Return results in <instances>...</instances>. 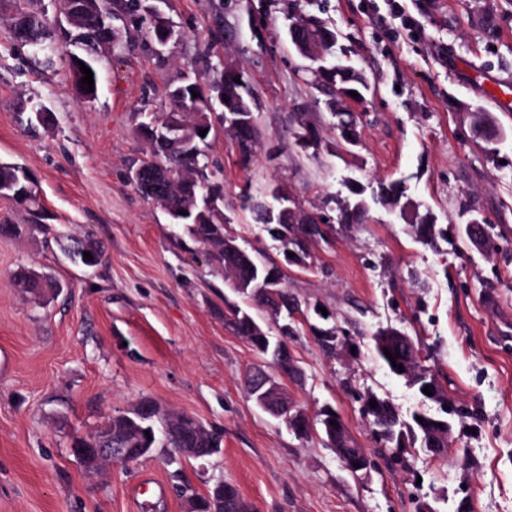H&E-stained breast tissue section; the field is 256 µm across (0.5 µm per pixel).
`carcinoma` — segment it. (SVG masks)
<instances>
[{"mask_svg":"<svg viewBox=\"0 0 512 512\" xmlns=\"http://www.w3.org/2000/svg\"><path fill=\"white\" fill-rule=\"evenodd\" d=\"M17 2L21 3V7L16 9V41H23L33 47H51L53 33L49 21L25 6L27 0ZM61 3L62 14L70 15L71 23L65 28H59V32L66 43L80 49L78 53L69 54L67 59V76L79 96L86 93L87 88V85L81 83L84 77L79 65L81 61L91 69L93 95H98L97 62L104 55L102 42L107 32H112V56H120L126 48L127 40L119 36L115 22L133 18L142 10L144 15L137 25L145 38L157 43L165 35L168 42L175 43L179 37L170 18L154 5L142 6V0H95L93 4L88 3V0H61ZM284 28L297 53L316 64L315 76L320 90L330 96L328 105L337 118L336 130L340 138L347 144L353 139L359 140L357 123L347 120L336 108L342 104L343 99L350 97L352 91L358 93V99H365L370 84L364 75L336 62L339 38L336 30L330 28L320 16L301 9L297 2L291 4L285 13ZM210 70L217 74V82L214 84L210 83L206 75L201 74L169 88L167 98L170 111L164 113L162 119L155 124V136L151 137L146 133L147 124H142L140 128V134L151 150V158L143 161L140 167L156 183L167 187L165 195L155 198L166 210L172 206L188 204L192 197L202 196L219 188L216 172L209 169L205 147L211 134L215 133V127L224 125V113L235 111L233 102L237 100L247 103L251 97V90L243 74H237L239 81H234L220 62L210 64ZM194 91L199 96L192 97ZM216 94L226 97V100L224 110L214 114L210 110V103ZM202 128L207 129L203 137L199 135ZM477 135L489 144L499 137L500 130L491 119L481 117L478 120ZM230 136L240 153L250 155L257 144V126L250 125L243 130H234L230 132ZM0 196L25 207L28 213V223H3L0 225V233L21 236L43 227L42 212L32 208L35 202L34 182L25 168L16 164L0 163ZM403 197L402 182H381L372 189L371 201L359 199L352 204L347 202L338 208L336 217H326L324 224H291L286 218L279 223L274 222L278 218L280 205H269L256 200L246 188L240 192L243 207L256 213L265 231L280 240L286 250L295 251L303 263L310 257L307 251L309 243H329V229L334 222L354 224L364 221L369 214L371 202L398 209L399 217L409 224L411 232L420 242L432 245L440 238L451 246L455 245L454 241L448 240V229L435 224L430 213H420L419 207L412 202L402 201ZM463 214L467 216V220L462 232L469 240L476 231L485 228V223L482 222L480 213L474 209H465ZM224 223V212L217 204L206 209L200 206L177 220V224L183 226L187 234L203 245L209 261L215 263L230 282L236 283L239 294L249 297L263 311L266 310L269 294L276 295L278 310L271 312V315L277 319H285L278 327L277 336L256 335L252 323L242 318L235 306L227 305V311L224 312L225 325L265 357L267 366L274 367L278 364V347L286 345L288 337L293 335L294 327L288 319L294 309V299L287 290L281 288L282 272H277V276L271 279L267 271L268 265L257 261V257H252L254 266L251 267L243 263L238 254L224 252V241L221 238ZM86 252L91 254L93 260L84 257ZM68 256L75 263L93 267L97 264L98 247L91 242H78L68 251ZM13 282L16 287L27 291L40 292L45 288L57 287L52 278L34 270L15 273ZM403 335L405 332L393 326L377 329L371 336L376 356L391 371L394 367L384 354L386 349L396 356V362L408 364V381L422 376L435 379L432 370L422 364L419 346H413L405 355L403 349L392 344L394 337ZM372 400L377 402V407H371ZM361 413L379 447L388 453V457L395 464L406 465L405 453L410 448L429 447L432 456L436 458H443L447 454L452 429L448 428L446 411L430 412L422 405L412 413L410 419L405 420L388 399L371 393L364 398ZM420 417L423 418L421 422L418 421ZM315 418L327 447L333 449L339 457L350 453L346 423L341 421L334 426L321 411L315 414ZM439 420L443 422L441 428L436 426ZM107 436L112 437L114 448H162L173 455L179 454L184 448H191L192 457L196 459L212 455L221 445L220 435L197 425L195 418L183 413L165 412L147 398L140 400L131 409L113 416L106 428L98 429L88 441ZM224 500L227 502L228 512H255L254 506L228 481L224 482Z\"/></svg>","mask_w":512,"mask_h":512,"instance_id":"cac0c4a2","label":"carcinoma"}]
</instances>
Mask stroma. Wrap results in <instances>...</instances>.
Masks as SVG:
<instances>
[{
  "label": "stroma",
  "mask_w": 512,
  "mask_h": 512,
  "mask_svg": "<svg viewBox=\"0 0 512 512\" xmlns=\"http://www.w3.org/2000/svg\"><path fill=\"white\" fill-rule=\"evenodd\" d=\"M324 5L341 62L371 84L350 106L355 148L340 140L284 36L288 0H164L177 43L160 51L127 27V49L102 58L91 103L64 75L67 46L34 61L13 39L14 0H0V162L31 173L49 227L0 235V512H188L181 480L203 496L220 478L256 512H417L422 501L438 512H512V114L483 97L469 68L512 76V0ZM211 43L243 72L260 129L250 157L221 129L207 147L226 232L281 263L299 305L288 339L299 373L284 385L307 413L328 404L342 415L372 460L365 474L347 471L318 433L295 436L255 407L244 377L265 359L224 327L223 272L132 184L150 156L141 123L168 112L171 84L206 72ZM36 103L53 113L49 125L28 124ZM481 113L501 131L493 143L475 134ZM308 130L317 150L296 144ZM397 180L449 233L462 208L477 209L501 232L495 253L422 244L397 213L375 206L365 223L337 227L331 246L311 244L308 267H298L238 198L246 187L265 199L277 186L301 210L332 217L356 190ZM77 240L98 244L97 266L64 257ZM22 267L51 273L61 292L14 288ZM318 306L340 329L331 353L310 331ZM390 325L419 343L458 408L445 459L419 453L392 464L361 415L370 393L405 418L422 403L373 351L372 334ZM145 397L221 433L220 452L154 453L88 472L74 440Z\"/></svg>",
  "instance_id": "obj_1"
}]
</instances>
